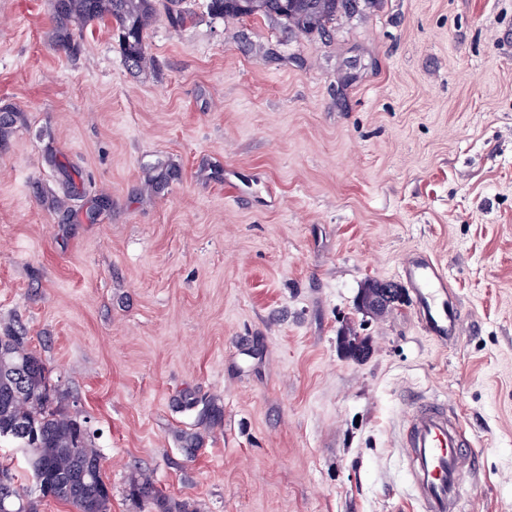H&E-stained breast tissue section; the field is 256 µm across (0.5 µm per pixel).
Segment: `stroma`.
Masks as SVG:
<instances>
[{
  "label": "stroma",
  "instance_id": "stroma-1",
  "mask_svg": "<svg viewBox=\"0 0 512 512\" xmlns=\"http://www.w3.org/2000/svg\"><path fill=\"white\" fill-rule=\"evenodd\" d=\"M207 3L157 15L133 73L112 18L72 54L55 0H0V331L94 433L111 512L139 471L191 512H413L397 427L431 394L478 443L463 512H512V0L324 36ZM412 250L467 311L454 345L410 299L357 307Z\"/></svg>",
  "mask_w": 512,
  "mask_h": 512
}]
</instances>
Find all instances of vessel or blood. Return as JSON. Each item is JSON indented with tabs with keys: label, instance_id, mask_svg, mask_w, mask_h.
I'll list each match as a JSON object with an SVG mask.
<instances>
[{
	"label": "vessel or blood",
	"instance_id": "b4317fda",
	"mask_svg": "<svg viewBox=\"0 0 512 512\" xmlns=\"http://www.w3.org/2000/svg\"><path fill=\"white\" fill-rule=\"evenodd\" d=\"M421 330L441 344L457 343L467 313L445 268L429 254L413 250L399 266ZM397 448L407 461L417 512H460L464 477L476 452L459 415L447 403L422 397L400 421Z\"/></svg>",
	"mask_w": 512,
	"mask_h": 512
}]
</instances>
